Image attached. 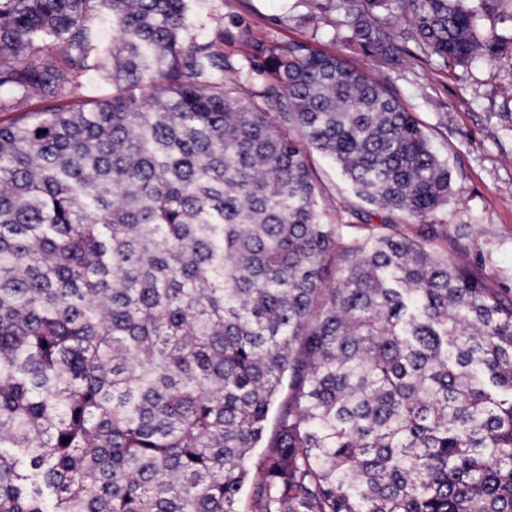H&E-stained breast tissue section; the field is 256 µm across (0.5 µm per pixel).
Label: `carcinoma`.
Instances as JSON below:
<instances>
[{"label": "carcinoma", "mask_w": 512, "mask_h": 512, "mask_svg": "<svg viewBox=\"0 0 512 512\" xmlns=\"http://www.w3.org/2000/svg\"><path fill=\"white\" fill-rule=\"evenodd\" d=\"M327 2L388 64L512 55L482 26L512 0ZM187 12L0 0V88L43 101H0V512H512V288L440 249L467 251L448 162L304 42L258 46L243 97L252 65ZM98 70L112 91L65 104ZM311 165L319 179L321 199L330 215H338L344 221L359 222L354 213L372 210L355 195L349 182L329 158L315 152L311 156Z\"/></svg>", "instance_id": "1"}]
</instances>
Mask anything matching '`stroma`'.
Here are the masks:
<instances>
[{
  "label": "stroma",
  "mask_w": 512,
  "mask_h": 512,
  "mask_svg": "<svg viewBox=\"0 0 512 512\" xmlns=\"http://www.w3.org/2000/svg\"><path fill=\"white\" fill-rule=\"evenodd\" d=\"M325 0H189L186 38L243 59L255 44L308 41L342 55L372 77L389 75L452 171L454 196L437 215L449 237L466 233L465 261L484 257L493 283L512 288V58L450 70L422 55L391 67L337 39ZM330 215L346 220L368 206L329 158L311 156Z\"/></svg>",
  "instance_id": "stroma-1"
}]
</instances>
